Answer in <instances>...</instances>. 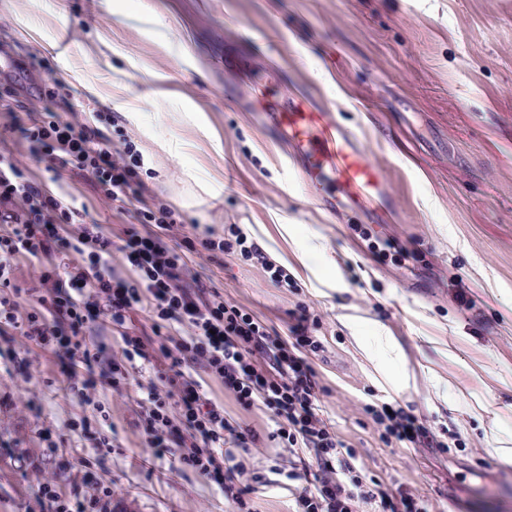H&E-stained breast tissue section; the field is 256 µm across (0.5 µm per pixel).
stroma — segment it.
<instances>
[{
	"instance_id": "35a3bbf8",
	"label": "stroma",
	"mask_w": 512,
	"mask_h": 512,
	"mask_svg": "<svg viewBox=\"0 0 512 512\" xmlns=\"http://www.w3.org/2000/svg\"><path fill=\"white\" fill-rule=\"evenodd\" d=\"M0 57L11 60L1 84L70 86L51 111L112 113L147 194L178 209L186 234L238 225L286 270L294 288L274 287L235 250L199 273L279 336L298 307L320 315L324 417L367 477L432 512H512V465L494 454L512 436V0H0ZM300 93L384 169L394 222L329 210L304 181L270 113ZM56 188L109 237L129 222L79 171L59 170ZM383 329L397 352L354 342ZM20 354L41 419L76 451L66 424L81 408L54 356L33 344ZM13 391L0 379V443L49 467ZM136 398L132 385L104 390L114 448L101 475L119 512H231L216 485L144 448ZM392 401L437 447L380 439L368 408ZM224 409L260 434L255 470L287 457L265 411L229 395ZM0 512H39L5 453Z\"/></svg>"
}]
</instances>
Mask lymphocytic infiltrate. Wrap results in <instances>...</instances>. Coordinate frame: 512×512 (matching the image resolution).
Wrapping results in <instances>:
<instances>
[{
	"mask_svg": "<svg viewBox=\"0 0 512 512\" xmlns=\"http://www.w3.org/2000/svg\"><path fill=\"white\" fill-rule=\"evenodd\" d=\"M111 126L108 112L94 113L89 124L29 112L18 131L43 163L41 177L28 175L12 152L0 150V360L8 374L26 376L31 363L19 357V348L33 343L48 349L72 394L94 410L67 424L84 447L78 455L60 453L56 428L38 423L36 434L56 469L74 478L66 494L41 470H30L41 512H112V491L96 472L112 442L97 416L105 411L102 389L128 386L131 370L150 359L142 339L127 332L135 311L152 320L168 361L164 380L138 382L135 426L155 457L171 456L180 468L218 486L233 512H253L250 496L268 478L244 459L256 447L258 433L226 416L223 402L209 396L213 380L242 409L270 412L271 436L290 453L287 466L275 473L303 484L294 512H358L364 503L377 504L382 512H430L418 495H396L366 482L323 420L324 389L311 361L323 350L318 321L301 312L292 340H284L217 289L199 287L188 263L192 255L214 261L235 248L256 258L258 247L241 235L224 240L211 229L183 233L175 209L146 196L137 179L142 157L130 141L113 145ZM69 166L87 173L103 198L129 214L119 243L100 225L81 223L79 209L49 187L47 173ZM116 251L126 263L122 276L112 270ZM21 258L37 259L44 267L41 294L24 301L4 294ZM98 322L119 333L118 344H87L85 332ZM371 413L385 443H434L413 412L384 404Z\"/></svg>",
	"mask_w": 512,
	"mask_h": 512,
	"instance_id": "lymphocytic-infiltrate-1",
	"label": "lymphocytic infiltrate"
}]
</instances>
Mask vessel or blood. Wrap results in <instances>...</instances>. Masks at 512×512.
Here are the masks:
<instances>
[{
  "mask_svg": "<svg viewBox=\"0 0 512 512\" xmlns=\"http://www.w3.org/2000/svg\"><path fill=\"white\" fill-rule=\"evenodd\" d=\"M275 131L292 144L306 179L331 184L334 196L388 209L383 169L359 149L333 113L294 98L276 112Z\"/></svg>",
  "mask_w": 512,
  "mask_h": 512,
  "instance_id": "b4317fda",
  "label": "vessel or blood"
}]
</instances>
